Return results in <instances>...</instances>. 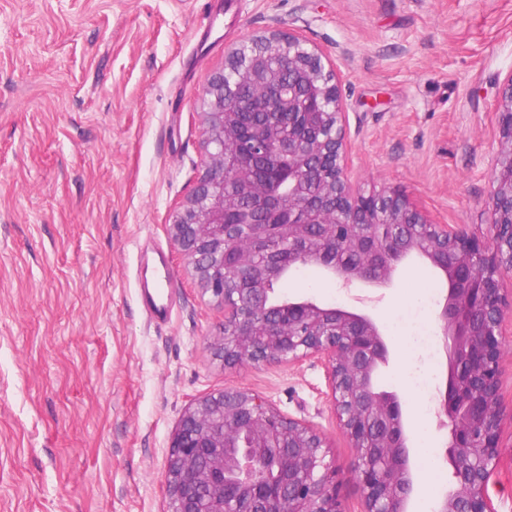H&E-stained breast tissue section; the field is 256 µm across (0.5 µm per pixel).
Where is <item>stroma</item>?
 Masks as SVG:
<instances>
[{"label":"stroma","instance_id":"35a3bbf8","mask_svg":"<svg viewBox=\"0 0 512 512\" xmlns=\"http://www.w3.org/2000/svg\"><path fill=\"white\" fill-rule=\"evenodd\" d=\"M224 16L206 43L202 18ZM294 30L340 72L348 169L403 189L438 224L486 236L495 108L512 73V0H0V512H171L164 472L184 410L226 388L257 392L329 445L346 512H362L356 451L336 424L326 368L227 367L224 310L173 245L174 209L202 156L201 97L230 46ZM172 309L150 319L143 286ZM291 296L368 312L390 347L380 386L403 400L410 512L453 482L424 350L445 275L413 258L368 288L295 270ZM434 389L407 381L424 364ZM489 494L512 512V422Z\"/></svg>","mask_w":512,"mask_h":512}]
</instances>
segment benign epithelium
I'll list each match as a JSON object with an SVG mask.
<instances>
[{
    "mask_svg": "<svg viewBox=\"0 0 512 512\" xmlns=\"http://www.w3.org/2000/svg\"><path fill=\"white\" fill-rule=\"evenodd\" d=\"M489 235L435 224L399 188L352 184L338 75L301 36L272 30L231 48L202 96L204 158L169 224L203 293L224 308V366L324 362L336 423L357 451L364 512H407L414 478L401 398L375 386L389 347L367 314L274 285L299 266L370 286L417 255L448 279L438 314L449 353L438 395L453 486L438 512H498L488 485L506 416L500 364L512 317V75L497 108ZM165 469L171 512H346L313 426L248 389L185 409Z\"/></svg>",
    "mask_w": 512,
    "mask_h": 512,
    "instance_id": "benign-epithelium-1",
    "label": "benign epithelium"
}]
</instances>
